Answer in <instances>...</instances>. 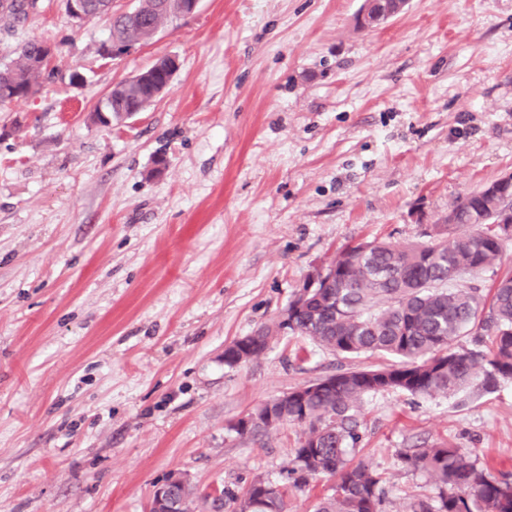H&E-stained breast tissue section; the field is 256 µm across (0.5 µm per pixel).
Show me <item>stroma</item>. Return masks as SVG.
Instances as JSON below:
<instances>
[{"label":"stroma","instance_id":"1","mask_svg":"<svg viewBox=\"0 0 512 512\" xmlns=\"http://www.w3.org/2000/svg\"><path fill=\"white\" fill-rule=\"evenodd\" d=\"M362 4L199 0L114 58L108 24L65 0L0 29V58L33 36L56 48L41 90L0 105V512H146L174 472L207 492L281 482L303 426L235 423L389 363L291 334L224 363L338 251L425 241L512 173V0H410L377 28ZM168 55L179 68L142 112L93 121ZM356 415L352 458L382 474L383 512L437 494L398 461L409 448L512 475V381L372 393Z\"/></svg>","mask_w":512,"mask_h":512}]
</instances>
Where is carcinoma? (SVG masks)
I'll list each match as a JSON object with an SVG mask.
<instances>
[{
  "mask_svg": "<svg viewBox=\"0 0 512 512\" xmlns=\"http://www.w3.org/2000/svg\"><path fill=\"white\" fill-rule=\"evenodd\" d=\"M27 0H0V20H23ZM86 14L109 24L112 41H146L166 20L174 19L180 0H140L125 14L112 10V0H84ZM48 43L26 40L17 57L0 63V101L33 94L46 71ZM134 101L112 89L99 102L96 118L104 126L124 120L139 104L152 102L147 84L138 85ZM512 209V197L478 191L454 208L456 225L435 224L429 240L399 245L368 241L336 253V278L310 294L305 310L289 316L288 332L306 336L318 346L344 356L382 352L393 358L383 367L346 370L326 377L321 386L296 388L273 407L278 424L309 425L295 449L285 485L254 482L243 503L232 512H286L285 487L300 489L316 476L336 479L332 493L313 512H379L384 488L381 474L354 464L349 451L361 440L355 411L364 396L399 390L412 396L455 393L476 379L483 386L512 380V271L490 288L448 287L457 276L476 277L501 265L503 243L487 228L501 210ZM481 330L489 337L484 350L455 349L460 337ZM283 332V324L263 327L224 348V364L235 366L263 354ZM264 405L251 413L247 433L273 429ZM406 467L427 475L437 486V499L421 500L412 512H512V478L491 474L478 459L452 447L411 448L398 455ZM183 512H195L200 500L213 512L214 503L192 486L177 487Z\"/></svg>",
  "mask_w": 512,
  "mask_h": 512,
  "instance_id": "carcinoma-1",
  "label": "carcinoma"
}]
</instances>
